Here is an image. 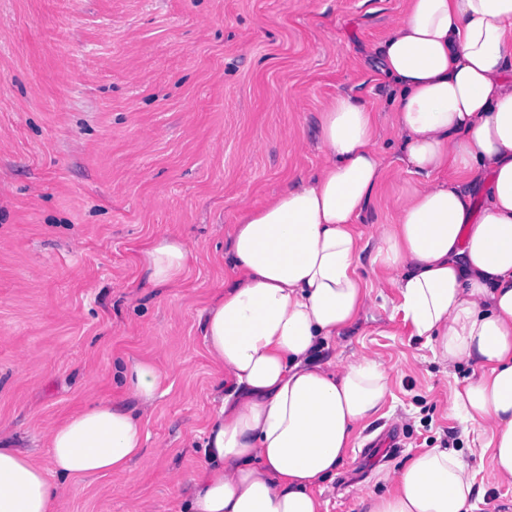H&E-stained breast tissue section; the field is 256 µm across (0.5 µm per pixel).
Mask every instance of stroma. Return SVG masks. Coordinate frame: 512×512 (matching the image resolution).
<instances>
[{
    "mask_svg": "<svg viewBox=\"0 0 512 512\" xmlns=\"http://www.w3.org/2000/svg\"><path fill=\"white\" fill-rule=\"evenodd\" d=\"M404 0H0V433L47 461L45 432L99 401L135 407L122 371L166 369L143 420V457L89 479L62 512H175L188 491L223 378L200 314L231 274L228 235L243 202L262 203L318 163L319 113L354 89L381 111L385 196L416 181L384 107L376 49ZM190 252L183 282L156 288L150 240ZM375 308L337 354L384 362L390 396L360 428L325 493L360 512L356 491L389 487L410 454L463 449L448 369L411 336L397 291L363 254ZM395 426L399 439L384 430Z\"/></svg>",
    "mask_w": 512,
    "mask_h": 512,
    "instance_id": "stroma-1",
    "label": "stroma"
}]
</instances>
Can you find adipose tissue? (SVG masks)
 Segmentation results:
<instances>
[{
  "label": "adipose tissue",
  "instance_id": "obj_1",
  "mask_svg": "<svg viewBox=\"0 0 512 512\" xmlns=\"http://www.w3.org/2000/svg\"><path fill=\"white\" fill-rule=\"evenodd\" d=\"M391 83V126L418 181L387 198V224L364 233L384 176L378 110L350 90L322 108L320 163L262 206L243 205L230 233L231 276L203 309L207 353L224 383L203 433L187 512H328L324 484L355 433L384 407L389 375L333 349L374 301L365 249L397 288L414 336L444 366L474 365L449 397L467 441L489 454L492 485L512 486V0H405L377 52ZM141 261L169 288L189 261L165 235ZM141 408L165 373L126 369ZM53 469L0 444V512H56L73 479L123 474L146 442L136 411L101 402L48 431ZM363 493V512H473L482 493L452 448L413 454Z\"/></svg>",
  "mask_w": 512,
  "mask_h": 512
}]
</instances>
